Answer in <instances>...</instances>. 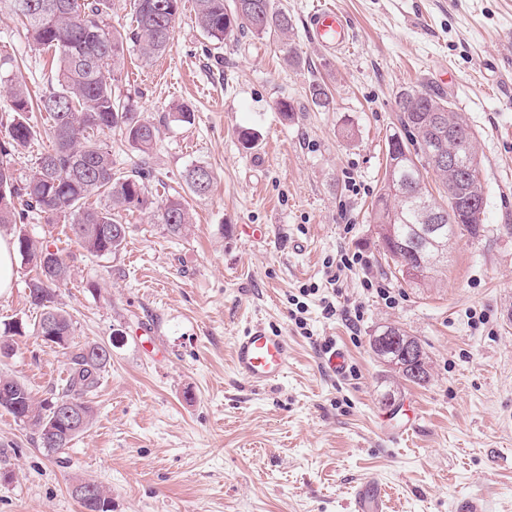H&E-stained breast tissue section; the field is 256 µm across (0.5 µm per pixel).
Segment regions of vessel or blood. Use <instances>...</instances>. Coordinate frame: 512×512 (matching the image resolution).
<instances>
[{"instance_id": "vessel-or-blood-1", "label": "vessel or blood", "mask_w": 512, "mask_h": 512, "mask_svg": "<svg viewBox=\"0 0 512 512\" xmlns=\"http://www.w3.org/2000/svg\"><path fill=\"white\" fill-rule=\"evenodd\" d=\"M307 33L311 40L326 49L341 51L350 41L347 18L327 7L309 14ZM236 373L253 386L266 387L280 382L288 373L293 353L287 336L282 331L255 323L236 336L232 346ZM389 421L387 437L392 444H399L416 429L415 421L400 418L397 412L383 413ZM351 512H393L392 497L377 475L360 479L353 487Z\"/></svg>"}]
</instances>
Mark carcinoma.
<instances>
[{
	"instance_id": "obj_1",
	"label": "carcinoma",
	"mask_w": 512,
	"mask_h": 512,
	"mask_svg": "<svg viewBox=\"0 0 512 512\" xmlns=\"http://www.w3.org/2000/svg\"><path fill=\"white\" fill-rule=\"evenodd\" d=\"M6 2L16 16L26 21L32 43L52 55L55 75L36 101L23 82L11 79L7 85L12 120L7 140L0 142V155H10L33 138L36 130L29 114L35 110L47 113L50 119L52 147L19 184L8 165L0 161V226L22 222L31 214L46 218L49 224L63 218L87 255L115 257L123 250L130 232L123 214L147 210L152 204L148 185L153 177L159 129L142 118L130 100L115 94L106 74L119 69L125 47L130 44L145 60L165 52L182 0H133V25L122 31L109 23L112 0H27L29 5L24 9L18 7L19 0ZM194 10L199 28L214 42L247 30L277 40L287 56L297 59L290 42L292 17L277 9L273 0H235L231 10L224 0H195ZM398 106L400 123L410 133V143L396 136L390 139L383 193L372 206L370 222L375 224L384 254L394 262L398 273H403L406 264L417 270L411 283L418 286L434 267L420 262L426 251L418 234L424 225V210L432 206L441 213V229L476 237L483 227L485 197L474 132L464 114L451 102L423 91L403 93ZM435 112L445 116L448 125L445 150L467 159L468 171L442 167L425 151L429 118ZM108 134L120 135L138 152V162L131 170L119 173L114 169L112 154L102 140ZM429 169L441 178L448 197L475 199L477 204L460 213L436 202L424 186V172ZM185 181L190 193L201 198L210 192L213 176L209 170L199 174L195 166L187 171ZM93 196L104 199V206L87 204ZM161 222L174 236L189 230L192 215L182 195L166 197ZM13 241L21 258L26 254L48 256L44 262H34L38 275L28 284L31 304L42 313L31 328L21 321L4 325L0 342L29 332L43 337L45 322L50 321L56 334L64 338L61 349L68 355L69 372L62 393L42 400L35 398L24 383L12 380L14 390L0 401V407L15 418L27 414L29 426L36 430L61 402L82 413L87 426L94 414L87 397L98 388L110 360L97 355V342H73L72 319L55 306L56 289L71 275L60 250L50 249L22 228L15 232ZM391 332L400 341L413 344V358L404 357L400 345L382 349L372 340L374 354L405 379L425 382L429 372L419 341L400 329Z\"/></svg>"
}]
</instances>
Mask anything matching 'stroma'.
<instances>
[{"label":"stroma","instance_id":"35a3bbf8","mask_svg":"<svg viewBox=\"0 0 512 512\" xmlns=\"http://www.w3.org/2000/svg\"><path fill=\"white\" fill-rule=\"evenodd\" d=\"M274 2L294 20L297 61L249 33L210 41L194 0H183L162 55L125 51L112 85L160 134L154 207L126 214L117 257L87 256L67 224L25 220L71 266L55 300L76 341L110 344L112 360L90 396L92 423L58 453L0 409V512H81L72 486L82 480L106 490L112 512H349L353 485L370 472L396 512H454L470 492L485 512H512V0ZM324 3L352 25L344 52L307 36ZM1 56L31 92L52 77L4 11ZM314 83L328 88L329 106L313 104ZM408 89L464 113L485 191L482 236L450 240L447 262L419 286L387 261L369 221ZM177 103L193 124L169 121ZM242 128L258 134L254 148L239 142ZM196 165L211 171L212 189L190 198L194 222L176 237L156 207L186 192ZM345 250L366 265L330 285L325 265ZM33 275L16 263L0 327L38 320ZM368 278L395 304L366 289ZM312 286L300 329L291 297ZM355 309L363 317L352 327L345 314ZM256 322L294 349L271 388L250 387L232 367L234 336ZM387 326L419 340L428 381L399 377L372 352L370 336ZM327 341L346 349L347 375L325 369ZM67 368L61 349L30 334L0 360V374L39 399L61 392ZM406 403L422 418L397 447L380 415Z\"/></svg>","mask_w":512,"mask_h":512}]
</instances>
